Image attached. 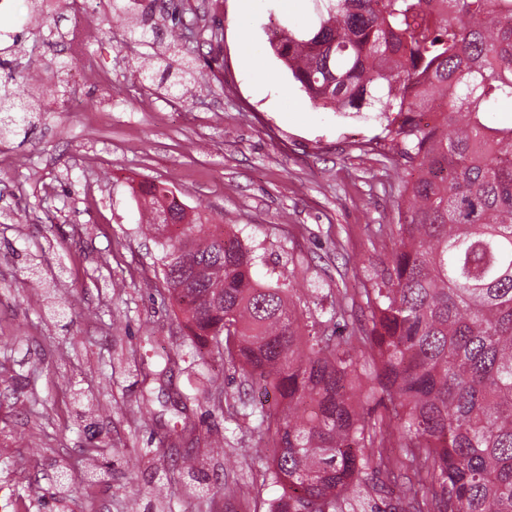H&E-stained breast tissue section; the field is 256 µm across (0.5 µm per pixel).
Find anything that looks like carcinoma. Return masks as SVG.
I'll list each match as a JSON object with an SVG mask.
<instances>
[{
	"label": "carcinoma",
	"mask_w": 512,
	"mask_h": 512,
	"mask_svg": "<svg viewBox=\"0 0 512 512\" xmlns=\"http://www.w3.org/2000/svg\"><path fill=\"white\" fill-rule=\"evenodd\" d=\"M270 41L309 100L380 105V148L411 169L397 247L364 289L366 324L303 333L296 289L263 285L239 236L139 184L169 299L194 343L279 406L243 416L282 486L269 512H512V0H313ZM197 19L179 21L176 46ZM0 138L43 112L0 49Z\"/></svg>",
	"instance_id": "carcinoma-1"
}]
</instances>
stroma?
Listing matches in <instances>:
<instances>
[{"label": "stroma", "instance_id": "stroma-1", "mask_svg": "<svg viewBox=\"0 0 512 512\" xmlns=\"http://www.w3.org/2000/svg\"><path fill=\"white\" fill-rule=\"evenodd\" d=\"M192 2L209 58L167 47L172 19L143 11L159 35L134 42L121 12H97L87 53L111 86L81 82L78 64L47 84L32 72L48 117L0 144V512H268L282 493L238 413L240 373L200 354L165 298L140 182L237 225L255 279L291 275L307 325L339 289L370 287L396 246L404 182L375 146L382 127L312 106L269 46L280 0ZM28 13L13 0L0 31L22 34L19 61L55 66L69 10L27 32ZM184 62L186 93L142 110L138 68ZM185 420L194 436L172 441ZM241 482L250 496L230 497Z\"/></svg>", "mask_w": 512, "mask_h": 512}]
</instances>
